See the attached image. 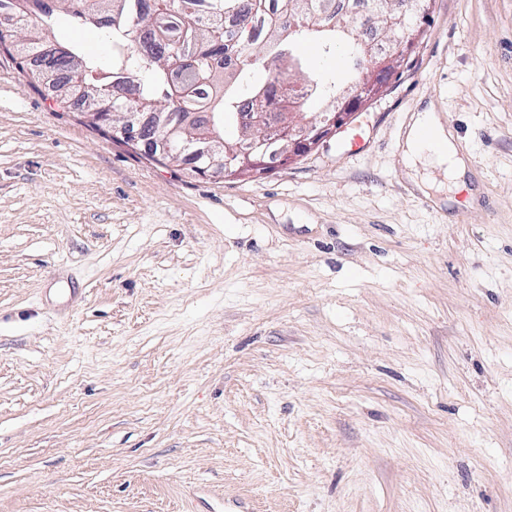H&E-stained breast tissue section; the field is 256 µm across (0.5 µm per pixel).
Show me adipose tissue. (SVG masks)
Wrapping results in <instances>:
<instances>
[{
    "mask_svg": "<svg viewBox=\"0 0 512 512\" xmlns=\"http://www.w3.org/2000/svg\"><path fill=\"white\" fill-rule=\"evenodd\" d=\"M445 168L452 179H462L466 173L454 137L434 107L418 112L407 127L403 140L402 162L409 171V180L418 190H425L426 182L419 175V166L426 161Z\"/></svg>",
    "mask_w": 512,
    "mask_h": 512,
    "instance_id": "ef3b65f1",
    "label": "adipose tissue"
}]
</instances>
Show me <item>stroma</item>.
Masks as SVG:
<instances>
[{"instance_id": "1", "label": "stroma", "mask_w": 512, "mask_h": 512, "mask_svg": "<svg viewBox=\"0 0 512 512\" xmlns=\"http://www.w3.org/2000/svg\"><path fill=\"white\" fill-rule=\"evenodd\" d=\"M260 177L84 124L0 52V512H512V0H433ZM435 104L467 172L416 191Z\"/></svg>"}]
</instances>
